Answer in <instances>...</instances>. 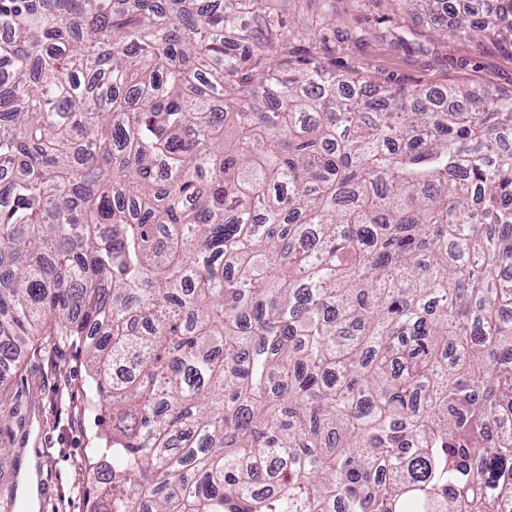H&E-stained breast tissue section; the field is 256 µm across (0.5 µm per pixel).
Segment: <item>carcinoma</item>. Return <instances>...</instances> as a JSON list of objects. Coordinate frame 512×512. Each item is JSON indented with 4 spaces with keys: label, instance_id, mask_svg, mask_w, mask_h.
Listing matches in <instances>:
<instances>
[{
    "label": "carcinoma",
    "instance_id": "1",
    "mask_svg": "<svg viewBox=\"0 0 512 512\" xmlns=\"http://www.w3.org/2000/svg\"><path fill=\"white\" fill-rule=\"evenodd\" d=\"M259 2L0 0V371L80 349L86 512H512V93L371 95Z\"/></svg>",
    "mask_w": 512,
    "mask_h": 512
}]
</instances>
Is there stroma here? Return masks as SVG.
<instances>
[{
    "instance_id": "1",
    "label": "stroma",
    "mask_w": 512,
    "mask_h": 512,
    "mask_svg": "<svg viewBox=\"0 0 512 512\" xmlns=\"http://www.w3.org/2000/svg\"><path fill=\"white\" fill-rule=\"evenodd\" d=\"M336 16L327 52L377 90L466 81L476 93L512 91V49L476 37L438 43L387 36V0H325ZM89 381L76 346L39 336L16 369L0 374V484L20 489L28 466L38 476V501L16 497L13 512H85L86 462L101 443V411L87 407Z\"/></svg>"
}]
</instances>
